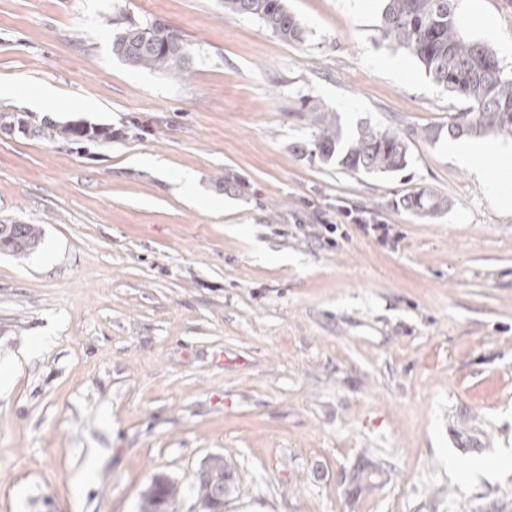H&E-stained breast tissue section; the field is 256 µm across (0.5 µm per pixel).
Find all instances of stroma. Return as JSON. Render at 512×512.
Wrapping results in <instances>:
<instances>
[{"label":"stroma","mask_w":512,"mask_h":512,"mask_svg":"<svg viewBox=\"0 0 512 512\" xmlns=\"http://www.w3.org/2000/svg\"><path fill=\"white\" fill-rule=\"evenodd\" d=\"M286 4L303 41L224 0H0V113L113 133L0 131V220L43 234L0 252V512H138L157 474L200 512L212 454L224 512H512L485 467L512 453V214L487 187L512 141L480 177L449 155L465 105L381 39V0ZM120 12L179 28L189 79L113 55ZM459 15L511 72L512 0ZM305 96L399 132L407 168L298 153ZM421 193L446 210L406 209ZM43 128H46L48 131H52L55 133V136L58 138H62L64 140H68L71 142H80V139L85 138L88 141H99V140H110L112 139V132L98 134L96 137L88 135L83 129L71 127L68 125H57L50 121L49 119H44L41 122ZM80 138V139H79Z\"/></svg>","instance_id":"stroma-1"}]
</instances>
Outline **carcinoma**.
Wrapping results in <instances>:
<instances>
[{
  "mask_svg": "<svg viewBox=\"0 0 512 512\" xmlns=\"http://www.w3.org/2000/svg\"><path fill=\"white\" fill-rule=\"evenodd\" d=\"M379 31L381 37L404 49L425 69L429 78L460 101L468 104L459 120L450 126L455 137H498L512 139V72L501 67L496 51L468 36L461 27L458 0H382ZM224 8L258 19L272 34L288 42L304 39V29L285 0H224ZM116 27L112 53L131 67L176 78L190 74L187 56L191 54L181 31L172 26L157 35L148 31L153 23L134 22L129 17L111 18ZM300 116L315 129L313 140L297 150L328 164L337 162L346 170L364 174H390L407 166V146L401 135L390 129L359 126L347 137L333 112L304 99ZM41 125L55 136L77 142L110 140L112 134L90 136L69 125L43 120ZM409 206L422 217H433L442 208L435 196L415 195ZM0 251L18 258L30 255L41 242L37 224H3ZM181 487L159 476L156 497L168 501L179 497Z\"/></svg>",
  "mask_w": 512,
  "mask_h": 512,
  "instance_id": "1",
  "label": "carcinoma"
}]
</instances>
